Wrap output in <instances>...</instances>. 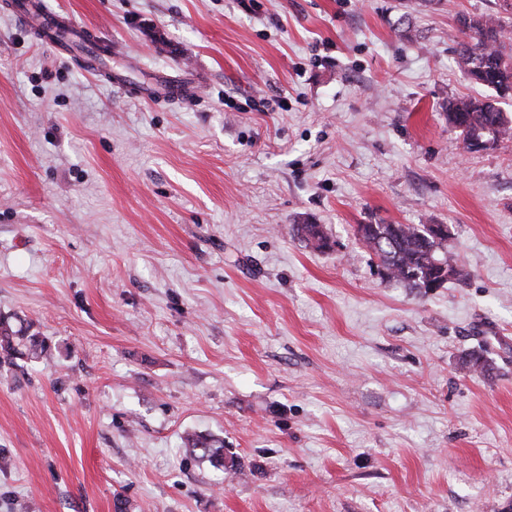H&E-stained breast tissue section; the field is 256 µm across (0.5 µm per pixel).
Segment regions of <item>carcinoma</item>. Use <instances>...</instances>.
Instances as JSON below:
<instances>
[{
  "label": "carcinoma",
  "mask_w": 512,
  "mask_h": 512,
  "mask_svg": "<svg viewBox=\"0 0 512 512\" xmlns=\"http://www.w3.org/2000/svg\"><path fill=\"white\" fill-rule=\"evenodd\" d=\"M462 27L469 40L457 48V65L464 74L493 90L495 95L479 98H457L448 101V124L461 131L466 148L480 149L483 132L494 133V140L512 135V121L507 120L500 101L512 100V11L495 15L483 14L465 18ZM425 225L419 224H360L356 236L368 246L385 269V277L418 290L424 278L443 263L453 277L463 276V269L454 258L442 252L447 237L422 235ZM293 230L316 250L330 247L329 239L318 224H295ZM51 351L47 339L29 329H13L0 323V366L14 360H37ZM185 447L201 451L202 457L216 467L224 466V440L213 435L188 433Z\"/></svg>",
  "instance_id": "obj_1"
}]
</instances>
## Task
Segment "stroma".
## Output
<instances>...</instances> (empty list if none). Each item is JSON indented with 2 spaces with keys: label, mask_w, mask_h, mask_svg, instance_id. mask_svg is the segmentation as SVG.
<instances>
[{
  "label": "stroma",
  "mask_w": 512,
  "mask_h": 512,
  "mask_svg": "<svg viewBox=\"0 0 512 512\" xmlns=\"http://www.w3.org/2000/svg\"><path fill=\"white\" fill-rule=\"evenodd\" d=\"M499 2L45 0L118 87L0 0V320L52 347L0 368V512H512V139L446 117ZM360 224L465 275L384 280ZM71 35V47H64L56 42H51L50 45L59 52L68 56L70 59L78 57L83 63L89 67L94 64L96 54L97 41L86 36L80 29L74 28ZM293 230L315 250H324L330 247L328 237L318 224H296L293 225ZM185 447L195 453L201 451V457L207 458L216 467L224 466V440L213 435L188 433L184 437Z\"/></svg>",
  "instance_id": "1"
}]
</instances>
